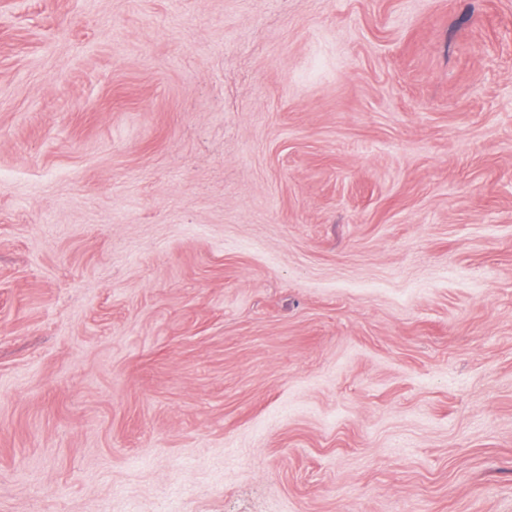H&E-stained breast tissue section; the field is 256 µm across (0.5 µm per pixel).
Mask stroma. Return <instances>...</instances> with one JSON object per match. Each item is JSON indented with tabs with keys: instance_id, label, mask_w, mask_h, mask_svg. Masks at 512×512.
<instances>
[{
	"instance_id": "35a3bbf8",
	"label": "stroma",
	"mask_w": 512,
	"mask_h": 512,
	"mask_svg": "<svg viewBox=\"0 0 512 512\" xmlns=\"http://www.w3.org/2000/svg\"><path fill=\"white\" fill-rule=\"evenodd\" d=\"M0 512H512V0H0Z\"/></svg>"
}]
</instances>
